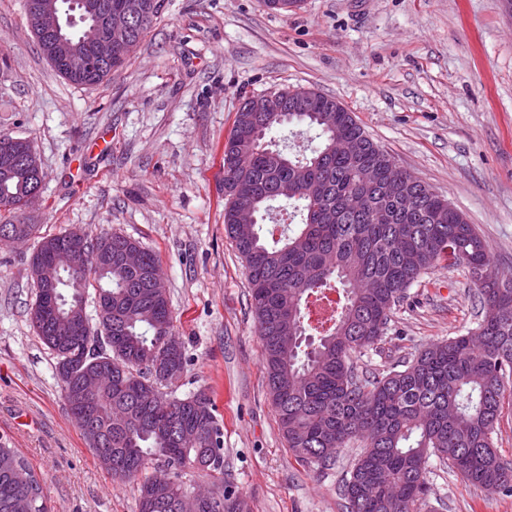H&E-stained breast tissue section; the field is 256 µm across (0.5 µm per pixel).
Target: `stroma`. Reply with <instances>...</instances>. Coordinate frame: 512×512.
Returning a JSON list of instances; mask_svg holds the SVG:
<instances>
[{
  "instance_id": "35a3bbf8",
  "label": "stroma",
  "mask_w": 512,
  "mask_h": 512,
  "mask_svg": "<svg viewBox=\"0 0 512 512\" xmlns=\"http://www.w3.org/2000/svg\"><path fill=\"white\" fill-rule=\"evenodd\" d=\"M312 89L343 104L395 162L463 212L512 268V0H164L127 63L75 86L40 55L24 0H0V134L32 140L45 179L24 221L40 235L115 230L160 261L189 359L178 396L210 389L224 478L252 512H343L334 466L296 460L267 395L244 263L224 231V142L243 96ZM33 241L0 242V442L53 512H138L68 413L29 308ZM466 273L440 263L408 289L359 366L380 373L476 332ZM420 512H512V496L433 463Z\"/></svg>"
}]
</instances>
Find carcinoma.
<instances>
[{"label":"carcinoma","mask_w":512,"mask_h":512,"mask_svg":"<svg viewBox=\"0 0 512 512\" xmlns=\"http://www.w3.org/2000/svg\"><path fill=\"white\" fill-rule=\"evenodd\" d=\"M104 67L74 77L95 86ZM295 103L285 98L281 119L264 124L236 113L224 144V196L266 214L271 203L294 204L297 230L267 239L262 225L245 234L224 206L225 232L245 261L267 390L279 429L302 463L327 468L341 449L362 452L347 472V512H418L429 491L430 458L447 463L473 486L512 495V460L495 446L504 404L512 403V271L492 270L484 240L440 195L410 187L388 195L383 186L390 155L375 144L352 113L332 111L336 100L310 89ZM305 124L321 143L310 155L287 156L267 140L273 129ZM35 179L21 165L0 179V241L23 242L38 225L22 224ZM75 231L41 237L31 257L37 287L31 321L55 355L57 373L74 356L112 360V390L93 398L84 440L96 456L111 459L112 480L137 485L139 512H179L183 494L207 480L210 499L201 512H250L248 500L224 486V424L209 392L183 398L163 392L150 373L174 336L167 290L156 255L143 251L132 272L118 253L138 242L119 233L84 234L87 251L112 245V269L87 261L76 275L59 274L50 288L35 262ZM442 260L462 268L477 286L482 311L477 338L432 343L409 361L379 374L355 362L382 341L391 313L421 275ZM108 293L112 319L96 320L91 340L73 336L53 320L42 297L54 295L67 315ZM182 427L197 431L193 448L178 440ZM50 512L42 487L17 450L0 443V512Z\"/></svg>","instance_id":"carcinoma-1"}]
</instances>
